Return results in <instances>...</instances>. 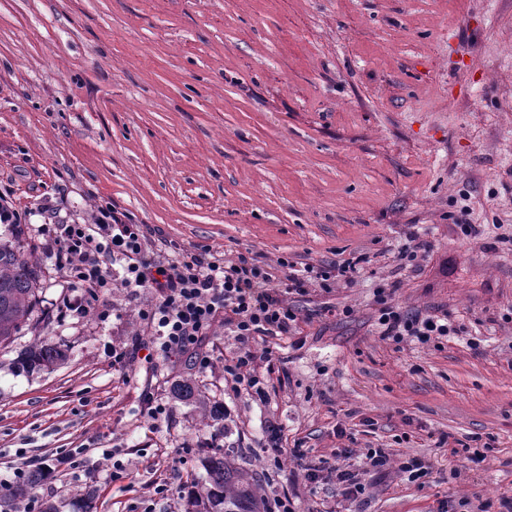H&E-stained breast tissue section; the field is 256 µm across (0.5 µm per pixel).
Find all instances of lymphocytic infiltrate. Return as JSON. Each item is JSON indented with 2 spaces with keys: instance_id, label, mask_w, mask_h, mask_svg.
<instances>
[{
  "instance_id": "1",
  "label": "lymphocytic infiltrate",
  "mask_w": 512,
  "mask_h": 512,
  "mask_svg": "<svg viewBox=\"0 0 512 512\" xmlns=\"http://www.w3.org/2000/svg\"><path fill=\"white\" fill-rule=\"evenodd\" d=\"M48 224L40 234L43 247L55 258V266L77 288L75 297L63 298L59 317L76 312H94L101 296L119 286L130 300L148 296L140 310L148 342H132L112 349V365L130 372L136 358L146 363L186 358L197 372H206L213 362L209 350L216 326L232 327L241 350L224 362V381L234 391L266 396L274 371L269 347L254 349L252 341L297 333L298 302L312 289L330 290L351 283L355 263H329L314 268L290 269L277 279L269 264L245 254L219 259L210 248L177 259H161L150 251L154 228L135 222L132 215L114 204L97 206L83 221L59 218L48 208ZM378 323L383 337L396 342L413 337L426 343L431 338L456 334L447 316L403 311L393 301V290L379 287Z\"/></svg>"
}]
</instances>
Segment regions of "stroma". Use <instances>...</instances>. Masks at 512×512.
I'll return each instance as SVG.
<instances>
[{
  "instance_id": "obj_1",
  "label": "stroma",
  "mask_w": 512,
  "mask_h": 512,
  "mask_svg": "<svg viewBox=\"0 0 512 512\" xmlns=\"http://www.w3.org/2000/svg\"><path fill=\"white\" fill-rule=\"evenodd\" d=\"M511 42L512 0H0V188L28 214L25 235L0 224V240L38 286L0 346V480L81 448L83 467L41 489L58 512H186L221 448L259 498L288 488L295 512H512ZM58 200L73 219L112 203L185 253L364 264L300 303L297 338L269 339L283 366L266 401L225 384L241 343L222 327L212 371L126 375L111 348L144 324L123 290L101 299L107 320L56 316L72 290L36 240ZM465 216L479 237L461 234ZM411 231L431 244L416 268L394 259ZM391 283L399 307L447 313L459 335L382 338L374 291ZM39 340L65 362L8 368ZM186 376L230 417L175 399ZM146 389L168 420L143 415ZM271 421L286 449L273 469ZM298 442L326 467L349 451L364 494L306 486ZM371 448L385 475L366 471ZM412 457L423 481L398 471Z\"/></svg>"
}]
</instances>
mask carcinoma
Returning <instances> with one entry per match:
<instances>
[{
	"instance_id": "carcinoma-1",
	"label": "carcinoma",
	"mask_w": 512,
	"mask_h": 512,
	"mask_svg": "<svg viewBox=\"0 0 512 512\" xmlns=\"http://www.w3.org/2000/svg\"><path fill=\"white\" fill-rule=\"evenodd\" d=\"M37 275L34 264L22 258L15 248L0 242V344L26 325L36 305ZM67 358L66 351L38 341L10 363L16 371L49 370ZM176 397L193 403L201 418L216 414L204 395L189 380L176 383ZM42 473L32 471L27 480L8 489L7 508L0 512H25L34 488L41 482ZM188 512H261L255 482L248 473L219 449L206 462V477L202 491L190 501Z\"/></svg>"
}]
</instances>
